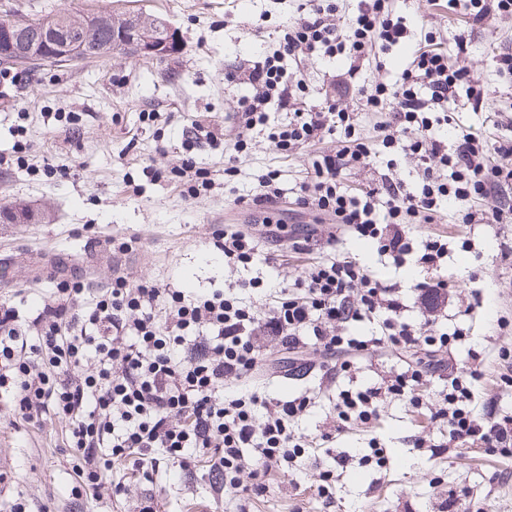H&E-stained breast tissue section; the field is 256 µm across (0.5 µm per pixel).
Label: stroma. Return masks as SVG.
Wrapping results in <instances>:
<instances>
[{"label": "stroma", "instance_id": "obj_1", "mask_svg": "<svg viewBox=\"0 0 512 512\" xmlns=\"http://www.w3.org/2000/svg\"><path fill=\"white\" fill-rule=\"evenodd\" d=\"M302 0H0V16L16 12L36 18L50 12L81 13L109 8L147 12L169 22L182 35L180 50L162 59H129L115 53L102 59L26 72H0V155H11L15 144L28 147L25 167L0 165V201L26 205L37 212L31 224L0 223V264L8 270L0 279V299L29 311L49 296L56 281L44 269L66 267L100 288L112 279L113 263H121L134 279H150L189 294L217 288L240 293L245 304L262 308L261 297L240 290L241 281L260 280L275 291L293 284L304 272L305 255L288 241L295 227L312 223L314 212H292L287 202L252 205L260 191L259 175L279 172L282 188L293 190L310 166L311 149L282 155L265 135L252 136L247 153L235 155L242 131L233 118L246 92L245 76L259 51L276 46L277 30L297 17ZM397 12L424 17L425 27H410L405 45L395 48L385 73L358 64L355 78L373 88L379 77L396 80L411 50L424 38L425 28L450 38L464 27L448 0H392ZM264 27H257L260 15ZM467 63L490 83H498L494 57L512 50V19L469 30ZM339 61L301 64L308 90L306 108L320 106ZM237 74L234 82L225 73ZM480 111L449 105L455 123L481 138L495 132L496 113H512V83ZM157 120H150V113ZM211 127L217 141L193 140L191 155L197 166L210 171L215 186L192 199L167 179L151 181L143 166L167 168L179 159L182 134L192 123ZM233 157L237 175L224 179V160ZM386 156L370 157L366 164L345 170L352 188L376 186L384 173L414 182L413 163L397 158L387 168ZM281 224L282 258L272 264L255 263L228 270L222 257L211 252L215 231L237 230L253 236L266 248V223ZM413 235L444 233L448 241L446 274L452 288L448 313L439 320L447 332L460 337L449 359L463 362L468 350L483 361V377L474 384V406L481 414H512V387H497V354L512 341L498 320L512 322V263L497 258V245L512 237L511 224H486L469 230L445 214L438 223L414 224ZM134 238V251L116 257L114 238ZM349 252L375 270L385 283L402 285L412 299L411 284L424 280L425 271L394 268L381 258L374 243L342 237L337 250ZM482 292L481 308L468 310L472 291ZM421 352L394 348L354 353L349 371L335 384L323 382V359L313 345H299L292 360L311 365V375L282 385V362L262 354L258 384L267 395L288 399L308 395L311 406L294 425L312 437L311 448L288 468L271 469L261 497L220 496L210 487L205 461L190 472H179L161 461L154 473L142 475L127 460L113 461L107 482L97 495L75 497L77 483L72 460L63 446L68 423L55 417L32 426L11 416L0 402V458L9 469L0 475V512H14L22 503L26 512H440L448 496L458 499L459 512H512V457L503 458L483 448L463 444L447 449L448 431L433 422L429 410H415L400 401L382 405L372 431L352 425L329 442L319 435L333 422L336 393L383 383L417 366ZM379 438L388 454L386 468L364 466L371 438ZM348 458L338 468L337 458ZM337 470L333 503L325 505L317 486L319 474ZM122 487L113 496L114 487Z\"/></svg>", "mask_w": 512, "mask_h": 512}]
</instances>
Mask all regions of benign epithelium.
<instances>
[{
  "instance_id": "7a95c632",
  "label": "benign epithelium",
  "mask_w": 512,
  "mask_h": 512,
  "mask_svg": "<svg viewBox=\"0 0 512 512\" xmlns=\"http://www.w3.org/2000/svg\"><path fill=\"white\" fill-rule=\"evenodd\" d=\"M116 46L130 57H163L180 45L176 28L161 27L157 20H129L116 24ZM93 50L81 41L55 37L50 20L43 17L19 18L0 27V57L13 60L78 61L92 56Z\"/></svg>"
}]
</instances>
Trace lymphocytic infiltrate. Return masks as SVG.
<instances>
[{"label": "lymphocytic infiltrate", "instance_id": "obj_1", "mask_svg": "<svg viewBox=\"0 0 512 512\" xmlns=\"http://www.w3.org/2000/svg\"><path fill=\"white\" fill-rule=\"evenodd\" d=\"M448 8L471 27L512 17V0H448ZM338 10L337 0H304L298 17L281 29L277 49L260 53L247 74L252 94L241 101L246 133L235 149L246 152V134L258 128L286 153L336 140V149L313 157L295 203L328 215L358 237L377 240L379 253L393 265L411 263L430 272L413 289L420 322L403 318L399 290L349 256L310 266L292 288L273 294L262 317L221 288L189 295L124 275L103 288L80 277L60 282L29 317L1 300L0 395L12 416L27 424H42L50 415L68 421L65 446L78 460L80 479L75 495L99 489L113 459L132 458L144 472L156 468L159 449L182 469L196 455L206 456L217 494L261 495L268 471L308 448L307 437L293 425L311 404L304 394L270 398L251 385L261 352L289 350L309 337L332 364L367 348V340L346 329L371 319L380 321L379 341L387 346L434 353L455 342V335L436 328L449 301L448 282L439 275L448 260V239H418L407 227L436 223L445 205L461 224L512 220V135L487 141L464 129L443 132L450 123L449 99L462 96L464 105L478 110L499 88L434 48L437 35L430 31L399 82L381 81L368 91L349 69L332 82L337 97L326 99L321 110L305 109L298 62L363 60L380 71L408 29L407 16L395 12L390 0H358L348 19ZM346 95L355 98L356 111L338 105ZM271 105L285 112L287 122L270 125ZM363 114L374 120L376 142L360 132ZM379 152L413 159L415 183L388 176L375 187L344 188L342 171ZM142 173L150 180L168 178L190 197L213 186L209 171L189 157L170 170L147 165ZM212 244L230 267L259 257L254 239L243 233L215 232ZM430 375V369L411 368L377 386L340 391L334 405L339 428H371L389 399L422 408L416 390ZM481 375L476 360L450 367L448 388L431 416L447 428L449 447L467 442L511 457L512 415L488 419L470 408L472 383ZM247 448L254 449L252 458L244 457Z\"/></svg>", "mask_w": 512, "mask_h": 512}]
</instances>
